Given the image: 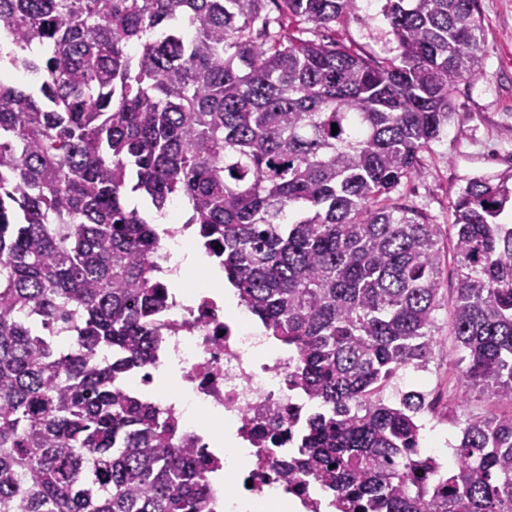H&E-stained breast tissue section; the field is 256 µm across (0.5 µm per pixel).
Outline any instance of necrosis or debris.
<instances>
[{"label": "necrosis or debris", "mask_w": 512, "mask_h": 512, "mask_svg": "<svg viewBox=\"0 0 512 512\" xmlns=\"http://www.w3.org/2000/svg\"><path fill=\"white\" fill-rule=\"evenodd\" d=\"M167 325L164 342L178 356L180 392L213 419L210 435L188 424L171 394L155 387L152 374L131 379L130 388L153 402L162 419L175 422L182 437L209 449L210 475L223 476L226 451L247 449L250 462L232 494L285 497L293 504L291 512H336L316 479L284 474L285 467L299 464L296 437L311 411L293 385L297 353L262 350L247 307L227 312L223 296L209 282L187 297L172 289Z\"/></svg>", "instance_id": "1"}]
</instances>
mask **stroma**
<instances>
[{"mask_svg": "<svg viewBox=\"0 0 512 512\" xmlns=\"http://www.w3.org/2000/svg\"><path fill=\"white\" fill-rule=\"evenodd\" d=\"M485 43L479 75L456 82L453 112L439 139L420 158L421 175L403 180L395 196L447 233L451 205L473 179L512 176V0H479ZM383 0H355L352 9L328 27L304 25L301 36L374 58L397 55V43L383 12ZM455 292L453 265H446L436 313L440 343L424 375L425 389L438 403L436 437L457 444L467 415H500L508 405L471 394L466 407L452 410L448 399L459 389L464 368L449 327Z\"/></svg>", "mask_w": 512, "mask_h": 512, "instance_id": "35a3bbf8", "label": "stroma"}]
</instances>
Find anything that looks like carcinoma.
Here are the masks:
<instances>
[{
  "label": "carcinoma",
  "mask_w": 512,
  "mask_h": 512,
  "mask_svg": "<svg viewBox=\"0 0 512 512\" xmlns=\"http://www.w3.org/2000/svg\"><path fill=\"white\" fill-rule=\"evenodd\" d=\"M353 0H0V512H205L207 455L126 381L156 361L168 286L156 226L184 201L318 407L298 448L337 512H512V412L470 415L457 466L420 456L445 255L395 202L478 75V0H386L390 60L290 32ZM338 133L332 134V124ZM509 178L451 207L450 327L478 387L512 407Z\"/></svg>",
  "instance_id": "1"
}]
</instances>
